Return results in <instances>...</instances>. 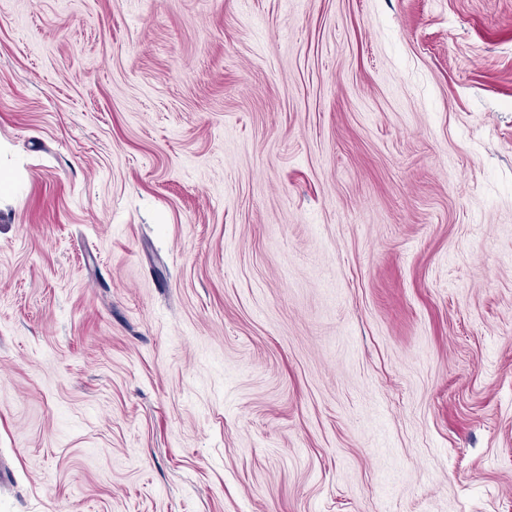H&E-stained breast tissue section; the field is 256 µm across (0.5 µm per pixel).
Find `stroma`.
<instances>
[{
	"label": "stroma",
	"mask_w": 512,
	"mask_h": 512,
	"mask_svg": "<svg viewBox=\"0 0 512 512\" xmlns=\"http://www.w3.org/2000/svg\"><path fill=\"white\" fill-rule=\"evenodd\" d=\"M0 512H512V0H0Z\"/></svg>",
	"instance_id": "obj_1"
}]
</instances>
